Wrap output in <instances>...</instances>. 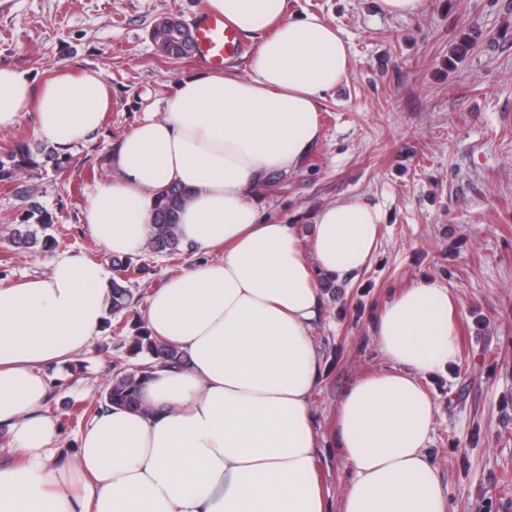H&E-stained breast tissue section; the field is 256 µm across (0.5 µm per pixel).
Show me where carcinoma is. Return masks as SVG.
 <instances>
[{
  "mask_svg": "<svg viewBox=\"0 0 512 512\" xmlns=\"http://www.w3.org/2000/svg\"><path fill=\"white\" fill-rule=\"evenodd\" d=\"M191 38L168 39L157 45L161 55L171 59H181L189 55ZM51 166L57 173L67 169V158L55 150L43 154L38 160L30 148L18 143L0 156V183L10 185L17 181L27 169ZM186 200V193L176 186L162 188L156 192L153 231L148 242L155 254L175 256L180 253L181 239L178 234V211ZM32 224H50L47 212L37 203L27 209L20 224L14 231L13 242L18 247H33L38 244L35 233L29 229ZM146 265L138 264L132 258L116 260L112 265V296L110 311L114 314L133 312L134 320L129 325L127 359L134 364L112 365V379L106 391L94 401L73 402L70 404V418L83 419L88 413L94 414L112 405L132 410L140 408L138 387L140 382L150 377L158 368H175L183 365L185 359L180 351L151 335L145 316L134 310L139 299L130 288L135 275L145 273Z\"/></svg>",
  "mask_w": 512,
  "mask_h": 512,
  "instance_id": "obj_1",
  "label": "carcinoma"
}]
</instances>
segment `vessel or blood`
Returning <instances> with one entry per match:
<instances>
[{
    "mask_svg": "<svg viewBox=\"0 0 512 512\" xmlns=\"http://www.w3.org/2000/svg\"><path fill=\"white\" fill-rule=\"evenodd\" d=\"M194 58L220 70L231 60L243 57L247 48L238 30L221 14L199 13L193 20Z\"/></svg>",
    "mask_w": 512,
    "mask_h": 512,
    "instance_id": "b4317fda",
    "label": "vessel or blood"
}]
</instances>
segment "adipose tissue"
Listing matches in <instances>:
<instances>
[{"mask_svg":"<svg viewBox=\"0 0 512 512\" xmlns=\"http://www.w3.org/2000/svg\"><path fill=\"white\" fill-rule=\"evenodd\" d=\"M204 8L262 33L248 75L182 79L162 114L146 113L116 144L85 212L90 234L127 255L150 238L156 192L189 190L179 234L200 258L154 288L146 312L152 334L188 364L157 370L140 410L93 416L74 452L56 459L58 426L39 414L51 388L44 370L99 334L111 276L68 253L47 275L1 286L0 429L22 461L0 466V512H449L423 385L459 356L447 288L419 281L378 314L373 334L388 366L339 402L331 446L353 475L331 503L311 408L322 375L316 276L364 269L381 214L358 200L328 205L306 246L293 225L263 223L253 202L270 172L297 167L318 141L320 101L348 80L349 46L317 16L286 18V0ZM111 105L100 71H63L36 88L0 67V131L28 115L42 141L67 148ZM216 249L223 257L211 258Z\"/></svg>","mask_w":512,"mask_h":512,"instance_id":"1","label":"adipose tissue"}]
</instances>
